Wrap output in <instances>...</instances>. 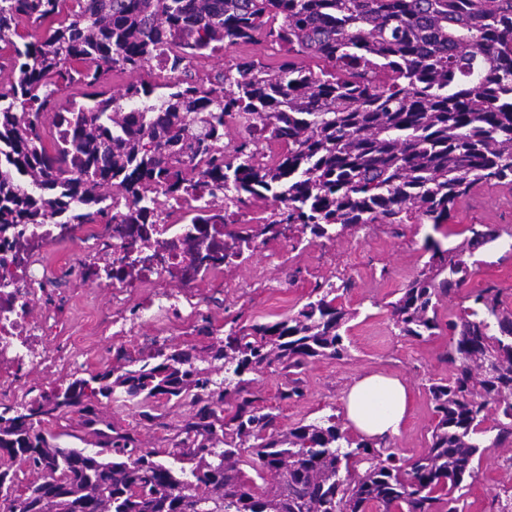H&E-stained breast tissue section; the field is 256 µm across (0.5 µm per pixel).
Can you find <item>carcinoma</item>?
<instances>
[{
  "mask_svg": "<svg viewBox=\"0 0 512 512\" xmlns=\"http://www.w3.org/2000/svg\"><path fill=\"white\" fill-rule=\"evenodd\" d=\"M27 26L42 37L26 40ZM262 42L287 60L270 68L244 54L193 72ZM154 62L169 81L58 100ZM272 142L283 151L259 159ZM492 182L512 185V0H0L5 242L21 224L59 223L65 209L67 224H147L162 196L223 190L240 206L272 208L260 228L224 233V253L240 258L244 243L285 229L295 243L413 220L438 231ZM115 196L135 208L112 214ZM467 232L451 249L427 240L428 261L389 303L401 335L450 336L442 359L454 372L428 387L430 445L410 466L383 440L351 437L334 414L281 430L244 378L347 353L341 329L356 312L341 298L351 283L328 278L273 324L238 315L199 349L162 347L0 404V512H464L474 461L512 446V309L501 289L465 293L469 305L445 323L437 314L466 285L463 255L500 237L489 224ZM119 396L188 399L195 411L172 447L145 448L95 428L98 406ZM68 413L101 450L44 435ZM245 450L254 477L240 467Z\"/></svg>",
  "mask_w": 512,
  "mask_h": 512,
  "instance_id": "cac0c4a2",
  "label": "carcinoma"
}]
</instances>
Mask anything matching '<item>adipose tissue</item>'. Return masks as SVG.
I'll return each mask as SVG.
<instances>
[{"mask_svg": "<svg viewBox=\"0 0 512 512\" xmlns=\"http://www.w3.org/2000/svg\"><path fill=\"white\" fill-rule=\"evenodd\" d=\"M409 400V390L400 378L368 373L356 379L346 393V419L356 434L386 439L399 433Z\"/></svg>", "mask_w": 512, "mask_h": 512, "instance_id": "1", "label": "adipose tissue"}]
</instances>
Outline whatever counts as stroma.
Masks as SVG:
<instances>
[{
    "label": "stroma",
    "instance_id": "obj_1",
    "mask_svg": "<svg viewBox=\"0 0 512 512\" xmlns=\"http://www.w3.org/2000/svg\"><path fill=\"white\" fill-rule=\"evenodd\" d=\"M474 224L496 225L501 235L478 253L465 288L471 291L495 284L501 288L506 305L512 307V186L485 184L463 198L447 225L444 246L461 245L465 229ZM433 233L432 225L426 223L403 225L397 235L388 226L375 224L333 242H303L300 250L289 253L284 260L273 251L263 250L229 270V277L239 280L240 285L225 289L222 306L211 314L217 327L223 325L225 317L237 313L249 324L280 321L306 303L316 281L336 273L350 277L354 283L344 298L346 307L356 312L345 326L347 356L312 360L302 373L304 395L295 401L278 399L285 381L279 369L256 375L252 388L277 414L281 428L307 424L332 413L343 415V398L352 380L366 372L382 371L403 379L411 392L408 419L389 441L392 451L408 462L426 452L433 420L428 386L431 380L453 374L452 367L441 360L448 348V336L443 333L419 340L399 335L388 304L398 298L401 288L427 261L425 242ZM69 319L79 333L81 351L74 363L35 374L32 382L37 387L49 389L74 374L103 369L114 364L121 351L137 357L133 339L119 336L101 340L82 309L71 311ZM99 410L115 428L134 433L144 447L159 449L169 447L192 413L188 403L163 398L146 404L136 399H115L103 402ZM145 411L151 413V420L142 419ZM504 459V453L497 450L482 458L478 475L465 496L466 512H494V495L505 488L512 490V467Z\"/></svg>",
    "mask_w": 512,
    "mask_h": 512
}]
</instances>
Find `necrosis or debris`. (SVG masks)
<instances>
[{
	"label": "necrosis or debris",
	"instance_id": "obj_1",
	"mask_svg": "<svg viewBox=\"0 0 512 512\" xmlns=\"http://www.w3.org/2000/svg\"><path fill=\"white\" fill-rule=\"evenodd\" d=\"M148 234L141 239L135 224H29L18 243L0 245V399L30 390L34 371L72 354L68 313L76 292L52 288V281L78 283L82 271H98L112 288L111 306L97 315L102 335L134 337L143 350L156 346L144 328L190 323L223 294V225H193L187 207L170 202ZM68 240L79 243L76 264L49 268L44 254ZM131 255L140 260L138 275L109 277V269L125 267Z\"/></svg>",
	"mask_w": 512,
	"mask_h": 512
}]
</instances>
